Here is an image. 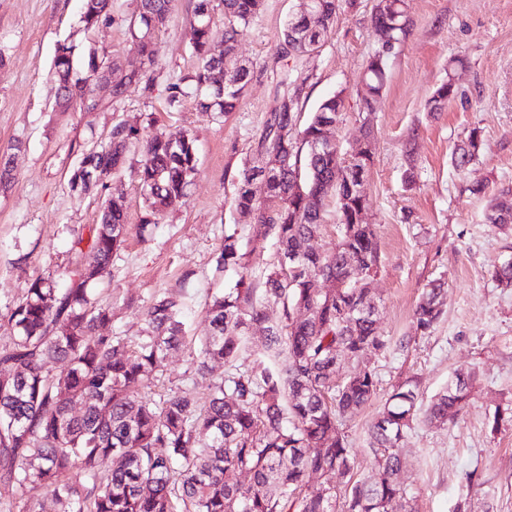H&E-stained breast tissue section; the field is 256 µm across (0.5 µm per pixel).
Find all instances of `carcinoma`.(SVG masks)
<instances>
[{
  "label": "carcinoma",
  "mask_w": 512,
  "mask_h": 512,
  "mask_svg": "<svg viewBox=\"0 0 512 512\" xmlns=\"http://www.w3.org/2000/svg\"><path fill=\"white\" fill-rule=\"evenodd\" d=\"M401 0H390L371 18L380 50L366 62L361 103L382 96L388 51L406 35ZM342 0H316L311 20L292 17L285 26L279 52L300 56L316 49L327 36ZM224 13V51L211 53L212 26L207 13ZM261 0H196L193 49L198 58L192 90L204 112L234 111L250 80V70L234 62L236 45ZM173 9V0H139L129 24L134 48L145 68L124 73L117 64L97 68L89 60L81 79L75 46L58 44L52 77L61 106L87 99L94 108L97 83L112 82L122 97L150 90L148 72L155 64L156 29ZM110 0H83L81 21L92 28L109 17ZM286 86L279 107L269 114L257 141V164L240 175L233 199L236 209L253 218V249L272 240L278 254L294 257L290 278L276 266L259 278L243 251L237 230L224 231L220 264L232 269L235 288L212 296L206 315L210 335L200 341L196 370L214 363L230 370L208 385L205 403L191 395L155 400L143 383L167 355L186 345L182 302L173 295L154 298L145 311L147 335L102 336L99 327L112 320V306L93 285L110 274L112 254L127 234L122 198L103 207L100 223L88 238L77 237L79 258L69 283L58 288L49 278L29 283L11 310L13 336L0 348V512H46L35 498L41 487L53 490V512H416L414 500L398 482L404 464L403 442L420 411L419 390L407 381L395 387L368 430L367 451L375 473L354 479L357 450L343 432V421L376 395L375 371L360 366L370 349L384 350L389 341L370 314L376 298L356 286L348 261L368 271L378 267L376 235L364 221L367 199L357 187L373 164V156L346 158L335 146L320 143L325 126L345 110L344 91L324 98L303 127L298 107L303 85ZM455 95L452 81L443 82L427 109L438 112ZM136 136L134 127L118 122L112 139L81 157L104 171L123 169ZM482 146L478 129L454 149V164L464 168ZM145 162L135 172L144 190L146 230L165 211L181 203L196 171L192 141L153 137L145 145ZM269 172L267 195L259 200L250 185ZM336 197L340 236L325 262L307 248L323 221L325 201ZM512 217V199H497L487 219L504 223ZM346 283L334 294L326 280ZM442 283L432 281L416 305V329L431 334L441 316ZM282 307V321L267 320L265 304ZM304 308L309 316L293 320ZM266 338L263 351L248 353L249 332ZM350 365L346 379H336V358ZM64 362L65 373L50 364ZM475 372H459L435 395L423 418L444 425L470 398ZM75 403L83 405L71 412ZM112 470H100L103 459ZM326 478L312 487L306 478ZM336 476L341 484L328 482ZM248 477V483L240 477Z\"/></svg>",
  "instance_id": "1"
}]
</instances>
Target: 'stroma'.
<instances>
[{"label":"stroma","instance_id":"1","mask_svg":"<svg viewBox=\"0 0 512 512\" xmlns=\"http://www.w3.org/2000/svg\"><path fill=\"white\" fill-rule=\"evenodd\" d=\"M195 0H175L159 47L149 92L121 99L95 91L88 112L58 105L50 78L56 46L68 41L80 59L139 69L129 22L138 0H112L109 18L85 29L81 0H0V160L12 173L0 186V346L10 328L14 301L28 282L52 277L66 287L75 263L72 243L100 219L109 196H123L128 233L113 254L111 273L98 284L112 304L105 336L138 338L145 309L160 294L179 297L188 336L208 335L206 304L233 288L234 271L218 268L224 231L236 226L243 249L252 250L256 271L276 260V248L253 251L252 218L232 200L239 175L270 112L275 111L287 72L305 81L301 119H308L329 94L345 93V110L334 130L343 151L363 141L357 90L364 66L378 48L371 17L377 0H347L320 47L311 55H278L288 19L300 0H263L236 50L251 73L238 109L202 113L193 96L168 109L172 84H187L197 67L190 19ZM408 33L388 58L387 82L372 114L373 159L364 182L368 218L378 242V274L372 282L378 327L386 351H369L363 364L375 369L377 393L346 423L357 450L355 472L369 475L366 435L398 383L412 379L423 401L447 385L457 371L476 380L468 404L454 421L430 426L415 421L398 475L417 512H512V421L492 429L495 409L512 412V288L499 285L496 267L512 258V224L486 219L489 205L512 192V0H406ZM453 80L456 95L442 111L428 112L436 88ZM137 129L123 171L88 193L71 191L70 172L83 149L100 141L112 124ZM483 149L463 169L453 149L470 130ZM193 138L197 173L183 204L141 230L143 191L134 176L143 147L157 133ZM413 171L414 184L404 181ZM482 194H472V186ZM443 282L442 314L433 332L415 329L414 310L431 281ZM196 370L192 348L172 352L147 383L155 397L176 393L205 396L211 378Z\"/></svg>","mask_w":512,"mask_h":512}]
</instances>
